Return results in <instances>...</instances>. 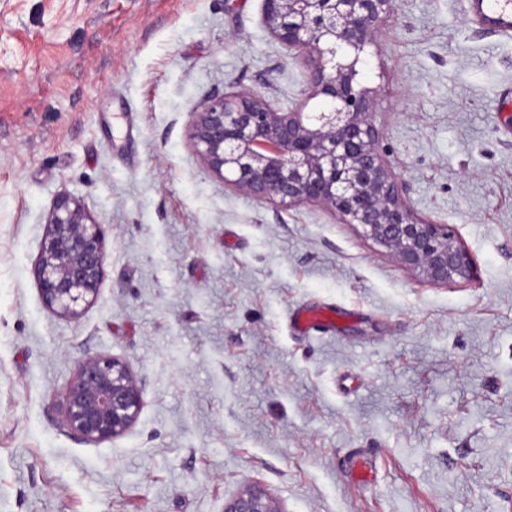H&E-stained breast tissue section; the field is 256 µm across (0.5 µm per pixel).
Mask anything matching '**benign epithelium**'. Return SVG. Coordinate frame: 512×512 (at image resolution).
Returning <instances> with one entry per match:
<instances>
[{"label":"benign epithelium","instance_id":"benign-epithelium-1","mask_svg":"<svg viewBox=\"0 0 512 512\" xmlns=\"http://www.w3.org/2000/svg\"><path fill=\"white\" fill-rule=\"evenodd\" d=\"M394 9V0H264L265 27L308 70L304 98L284 111L254 91L212 97L195 112L191 145L212 174L245 194L288 207L320 204L429 282L470 280L474 263L448 225L411 211L380 147L372 90L361 83L363 54ZM105 262L103 225L80 200L58 194L32 267L44 307L79 316L98 295ZM142 405L126 363L89 356L66 388L65 422L84 441L112 440ZM224 512L284 510L252 485Z\"/></svg>","mask_w":512,"mask_h":512}]
</instances>
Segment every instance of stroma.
I'll use <instances>...</instances> for the list:
<instances>
[{
	"instance_id": "35a3bbf8",
	"label": "stroma",
	"mask_w": 512,
	"mask_h": 512,
	"mask_svg": "<svg viewBox=\"0 0 512 512\" xmlns=\"http://www.w3.org/2000/svg\"><path fill=\"white\" fill-rule=\"evenodd\" d=\"M262 14L0 0V512H224L253 483L284 512H512V27L475 0H396L364 57L411 209L476 268L438 285L331 210L255 199L195 154L205 99L305 93ZM61 192L105 230L74 319L31 273ZM326 307L334 328L293 330ZM90 355L125 362L143 395L100 443L63 413Z\"/></svg>"
}]
</instances>
